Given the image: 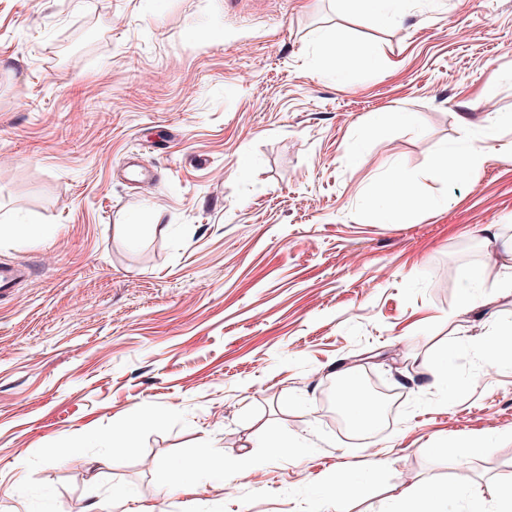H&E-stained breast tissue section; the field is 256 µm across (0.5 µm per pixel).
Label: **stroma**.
Listing matches in <instances>:
<instances>
[{"instance_id":"35a3bbf8","label":"stroma","mask_w":512,"mask_h":512,"mask_svg":"<svg viewBox=\"0 0 512 512\" xmlns=\"http://www.w3.org/2000/svg\"><path fill=\"white\" fill-rule=\"evenodd\" d=\"M324 35L386 60L347 74ZM471 139L483 165L425 178ZM393 178L416 223H362ZM0 222L45 230L0 239L31 269L0 296V512H463L457 470L488 507L512 482V358L483 347L512 329L483 233L512 237V0H0ZM349 375L395 393L361 431ZM208 446L255 462L191 505L161 487ZM350 12L361 15L368 14L370 18L380 24L386 23L400 16L403 12L405 0H345Z\"/></svg>"}]
</instances>
